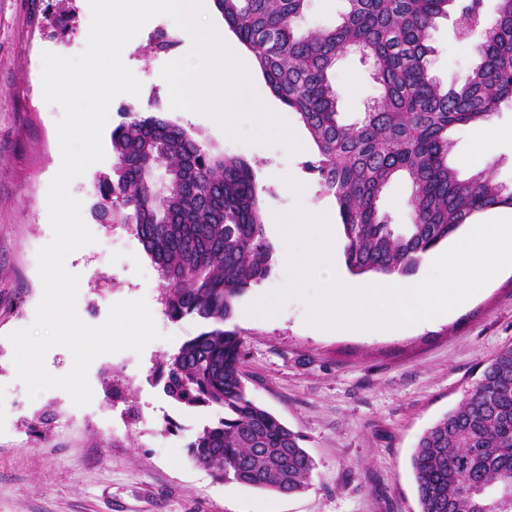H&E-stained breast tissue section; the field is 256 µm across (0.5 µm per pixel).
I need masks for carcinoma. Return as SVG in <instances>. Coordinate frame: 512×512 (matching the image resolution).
<instances>
[{"label":"carcinoma","instance_id":"carcinoma-1","mask_svg":"<svg viewBox=\"0 0 512 512\" xmlns=\"http://www.w3.org/2000/svg\"><path fill=\"white\" fill-rule=\"evenodd\" d=\"M213 2L272 94L310 133L317 153L307 166L339 207L352 274L409 275L478 214L512 208V187L488 173L462 180L448 165V132L487 121L512 101V0H497L491 17L484 0H344L341 22L315 32L299 27L308 0ZM451 10L476 54L461 84L445 91L430 72L428 41ZM351 49L371 62L381 94L345 123L330 72ZM128 116L112 130V172L95 177V213L135 233L165 281L168 318L201 323L164 371L163 391L176 403L220 410L188 454L224 481L300 493L314 460L299 433L248 395L232 324L239 298L273 264L253 168L214 154L157 112ZM161 165L160 193L150 173ZM400 175L411 183L409 224L390 223L381 209ZM411 466L420 512H512V346L423 434Z\"/></svg>","mask_w":512,"mask_h":512}]
</instances>
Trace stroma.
<instances>
[{
    "label": "stroma",
    "mask_w": 512,
    "mask_h": 512,
    "mask_svg": "<svg viewBox=\"0 0 512 512\" xmlns=\"http://www.w3.org/2000/svg\"><path fill=\"white\" fill-rule=\"evenodd\" d=\"M90 20L88 0H0V512H419L411 456L424 431L462 401L486 361L512 346V272H500L451 317L418 322L401 335L315 330L298 297L275 316L251 315L256 293L247 290L233 317L244 341L247 392L303 436L316 468L309 489L288 496L217 479L197 465L187 445L213 415L185 413L164 394L157 374L200 325L166 316L164 281L137 237L93 212L94 178L115 162L113 128L128 112L150 109L212 152L248 160L270 242L279 239L275 214L306 201L331 210L336 204L321 196L306 168L316 153L308 131L300 133L304 149L293 153L223 135L207 114L171 109L161 70L191 46L166 16L150 20L122 51L141 91L126 103L113 99L101 136L104 159L69 187L94 240L65 260L79 278L76 313L85 324L102 325L114 304L142 298L161 337L140 352L96 357L87 369V405H75L60 388L30 396L6 336L35 321L42 298L37 253L53 239L47 192L61 165L63 109L43 96L42 54H79ZM459 24L453 12L430 32V69L445 89L475 61L471 43L458 37ZM331 80L348 122L380 94L369 63L352 50L337 58ZM491 125L497 134L481 148ZM450 136L449 162L461 177L488 169L512 185V104H502L489 123L459 126ZM270 167L294 180L299 194L268 180Z\"/></svg>",
    "instance_id": "obj_1"
}]
</instances>
